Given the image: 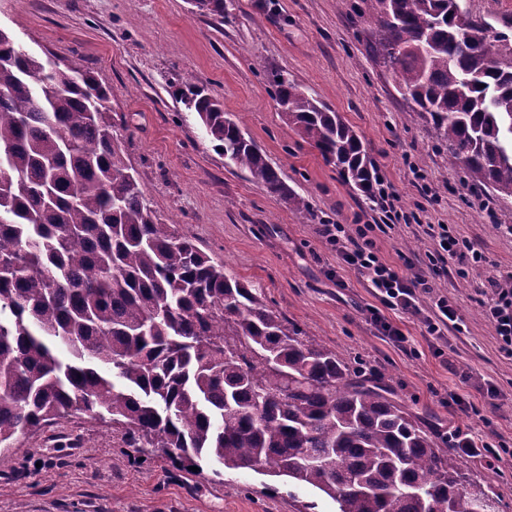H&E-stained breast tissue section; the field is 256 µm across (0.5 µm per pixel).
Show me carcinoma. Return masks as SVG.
I'll use <instances>...</instances> for the list:
<instances>
[{
  "label": "carcinoma",
  "instance_id": "1",
  "mask_svg": "<svg viewBox=\"0 0 512 512\" xmlns=\"http://www.w3.org/2000/svg\"><path fill=\"white\" fill-rule=\"evenodd\" d=\"M374 55L471 182L512 201V40L462 0H370ZM229 17L227 0H190ZM288 125L362 193L372 161L341 113L271 73ZM110 90L0 30V456L14 436L86 414L172 465L260 464L337 512H475L470 483L427 419L304 336L153 209L112 130ZM181 102L214 149L311 211L205 90Z\"/></svg>",
  "mask_w": 512,
  "mask_h": 512
}]
</instances>
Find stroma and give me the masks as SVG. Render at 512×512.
<instances>
[{
    "mask_svg": "<svg viewBox=\"0 0 512 512\" xmlns=\"http://www.w3.org/2000/svg\"><path fill=\"white\" fill-rule=\"evenodd\" d=\"M366 0H233L227 21L188 0H0V30L43 60L79 59L111 90L112 123L144 193L162 216L226 273L262 289L289 322L348 362L385 373L399 401L475 441L512 448V356L482 302L489 278L512 279V203L472 186L371 50ZM284 69L361 135L376 182L367 196L325 164L278 110L267 74ZM207 89L257 142L311 214L288 208L247 173L225 165L182 82ZM405 215L394 230L383 194ZM323 224H372L383 261L409 275L427 268L429 226L483 252L485 263L443 264L431 293L452 298L460 330L433 340L419 317L386 311L407 336L399 348L370 319L379 300L334 251ZM457 393L462 405L449 403ZM497 512H512V461L481 465ZM0 512H337L335 501L253 471L174 467L161 454L137 462L121 429L72 415L17 435L0 460Z\"/></svg>",
    "mask_w": 512,
    "mask_h": 512,
    "instance_id": "1",
    "label": "stroma"
}]
</instances>
